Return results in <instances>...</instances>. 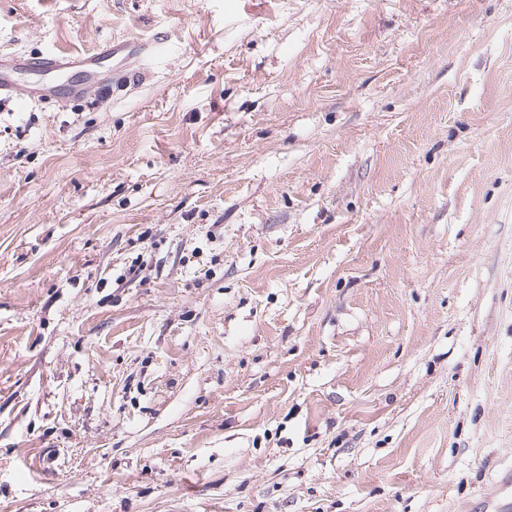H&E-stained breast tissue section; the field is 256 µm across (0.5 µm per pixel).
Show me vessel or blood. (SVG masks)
I'll return each mask as SVG.
<instances>
[{
  "label": "vessel or blood",
  "mask_w": 512,
  "mask_h": 512,
  "mask_svg": "<svg viewBox=\"0 0 512 512\" xmlns=\"http://www.w3.org/2000/svg\"><path fill=\"white\" fill-rule=\"evenodd\" d=\"M156 41L117 39L87 53L43 51L37 55L0 53V99L28 104L54 99H78L94 81L104 63H111L116 82L130 83L133 64H145ZM31 74L28 86H19V74Z\"/></svg>",
  "instance_id": "b4317fda"
}]
</instances>
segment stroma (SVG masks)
<instances>
[{
	"instance_id": "35a3bbf8",
	"label": "stroma",
	"mask_w": 512,
	"mask_h": 512,
	"mask_svg": "<svg viewBox=\"0 0 512 512\" xmlns=\"http://www.w3.org/2000/svg\"><path fill=\"white\" fill-rule=\"evenodd\" d=\"M0 512H484L512 467V0H0ZM165 39L151 41L122 38L107 42L87 53H59L43 51L32 56L24 53H0V99L17 100L21 104L54 99H78L94 81L105 62L112 63L115 81L131 84L133 75L144 70L145 62ZM138 62L136 70L132 62ZM28 73L35 77L25 88L17 82V75ZM79 75L80 83L69 82L66 76Z\"/></svg>"
}]
</instances>
